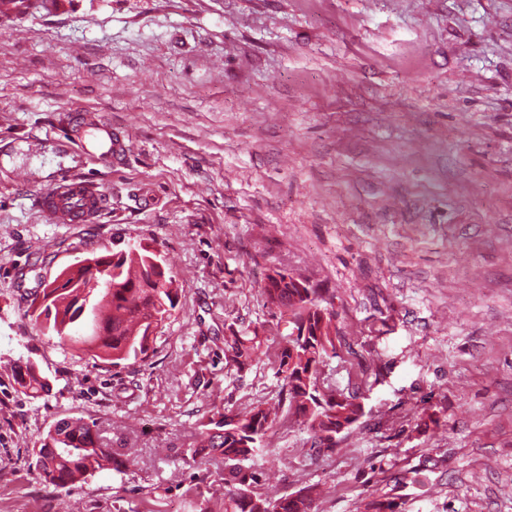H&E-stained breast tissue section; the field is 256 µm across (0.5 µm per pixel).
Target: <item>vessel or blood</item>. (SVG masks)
I'll return each mask as SVG.
<instances>
[{
  "label": "vessel or blood",
  "mask_w": 512,
  "mask_h": 512,
  "mask_svg": "<svg viewBox=\"0 0 512 512\" xmlns=\"http://www.w3.org/2000/svg\"><path fill=\"white\" fill-rule=\"evenodd\" d=\"M68 134L85 154L105 167L121 160L127 150L124 137L113 131L111 121L90 111L74 116ZM38 204L52 223L92 224L103 211L106 200L93 181L60 172L52 189L40 195Z\"/></svg>",
  "instance_id": "vessel-or-blood-1"
}]
</instances>
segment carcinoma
I'll return each instance as SVG.
<instances>
[{
    "instance_id": "carcinoma-1",
    "label": "carcinoma",
    "mask_w": 512,
    "mask_h": 512,
    "mask_svg": "<svg viewBox=\"0 0 512 512\" xmlns=\"http://www.w3.org/2000/svg\"><path fill=\"white\" fill-rule=\"evenodd\" d=\"M97 271L64 269L62 283L53 280L30 303L34 326L53 330L62 345L78 354L88 352L119 366L147 355L152 336L171 316L178 295L175 279L156 267L155 253L129 249L98 256ZM306 288H264L266 303L287 316L290 332L277 354V375L283 384L277 402L259 403L248 410L214 413L197 433L183 461L202 473L214 454L224 459L223 512H315V487L291 495L263 496L254 492L260 472L249 465L263 447L267 433L292 416L313 434L318 447L336 446V422L354 424L362 414L360 388L346 393L328 378L318 380L329 353L336 350L333 313L319 312L326 301L324 288L297 278ZM263 340L234 331L224 337V358L239 368L262 354ZM16 392L36 397L45 382L30 363L17 366ZM133 460L116 461V454L79 419L62 420L48 430L33 449L30 467L40 479L57 488L73 489L96 471H126Z\"/></svg>"
}]
</instances>
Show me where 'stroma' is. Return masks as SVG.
<instances>
[{"mask_svg": "<svg viewBox=\"0 0 512 512\" xmlns=\"http://www.w3.org/2000/svg\"><path fill=\"white\" fill-rule=\"evenodd\" d=\"M83 109L127 137L112 168L66 133ZM61 170L105 196L96 223L36 207ZM139 246L180 287L146 358L33 327L42 283ZM274 265L332 295L325 374L364 412L331 450L276 425L256 492L512 512V0H29L0 21V512H221L222 458L202 476L180 452L280 391L274 352L224 359L233 328L279 343ZM19 359L47 392L16 393ZM71 417L134 466L45 486L31 451Z\"/></svg>", "mask_w": 512, "mask_h": 512, "instance_id": "1", "label": "stroma"}]
</instances>
